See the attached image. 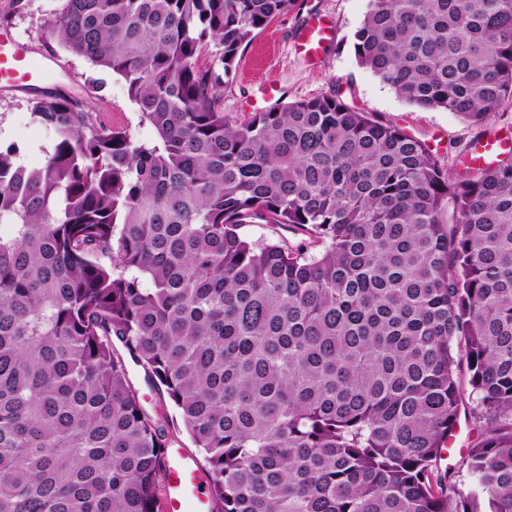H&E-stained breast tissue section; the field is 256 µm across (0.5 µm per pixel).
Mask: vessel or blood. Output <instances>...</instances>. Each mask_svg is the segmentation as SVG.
<instances>
[{"mask_svg":"<svg viewBox=\"0 0 512 512\" xmlns=\"http://www.w3.org/2000/svg\"><path fill=\"white\" fill-rule=\"evenodd\" d=\"M334 36L332 23L310 20L299 31L298 47L306 57L317 59ZM44 68V60L18 47L6 32L0 31L1 83L16 90L27 89ZM165 471L167 512H212L208 474L194 455L183 448L166 449Z\"/></svg>","mask_w":512,"mask_h":512,"instance_id":"vessel-or-blood-1","label":"vessel or blood"}]
</instances>
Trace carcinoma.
<instances>
[{
	"instance_id": "carcinoma-1",
	"label": "carcinoma",
	"mask_w": 512,
	"mask_h": 512,
	"mask_svg": "<svg viewBox=\"0 0 512 512\" xmlns=\"http://www.w3.org/2000/svg\"><path fill=\"white\" fill-rule=\"evenodd\" d=\"M296 2L64 0L45 25L155 137L54 93L40 166L0 142V512H164V424L117 342L218 512H512V150L457 180L335 94L226 117L240 49ZM369 2L357 60L408 104L480 125L512 99V0ZM468 397L465 493L439 462ZM273 229L270 227L262 226V225H251L244 227L242 232L251 237L252 239L258 238H276L281 237L288 242L289 246H297L301 242H304L305 239H308L306 235H304L300 230L293 228H281L272 231Z\"/></svg>"
}]
</instances>
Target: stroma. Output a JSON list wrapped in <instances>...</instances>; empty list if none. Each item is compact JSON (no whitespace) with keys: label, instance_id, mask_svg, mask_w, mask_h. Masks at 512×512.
I'll list each match as a JSON object with an SVG mask.
<instances>
[{"label":"stroma","instance_id":"35a3bbf8","mask_svg":"<svg viewBox=\"0 0 512 512\" xmlns=\"http://www.w3.org/2000/svg\"><path fill=\"white\" fill-rule=\"evenodd\" d=\"M369 0H300L295 10L272 21L259 35L242 47L235 68L224 82V113L243 120L280 102L304 101L330 94L341 95L350 105L375 118L396 123L425 143L450 176L464 174L462 155L476 141L488 137H512V100L485 123L475 126L444 109H419L400 99L369 69L359 65L355 33L368 10ZM62 6V0H0V26L10 28L14 37L37 54L46 53L58 64L52 84L77 97L85 111L99 112L113 124L128 127L139 139L153 136L150 126L141 123L137 106L130 101L121 81L101 76L84 59L59 44L42 39L44 25ZM332 21L336 28L318 63H311L297 49V33L310 14ZM103 78L105 87L94 93L89 83ZM30 92L0 87V139L21 140L27 145L23 163L43 162V147L51 134L32 115ZM129 381L139 392L145 407L166 426L169 445L194 449L195 444L178 412L166 395L151 390L145 372L129 364Z\"/></svg>","mask_w":512,"mask_h":512}]
</instances>
